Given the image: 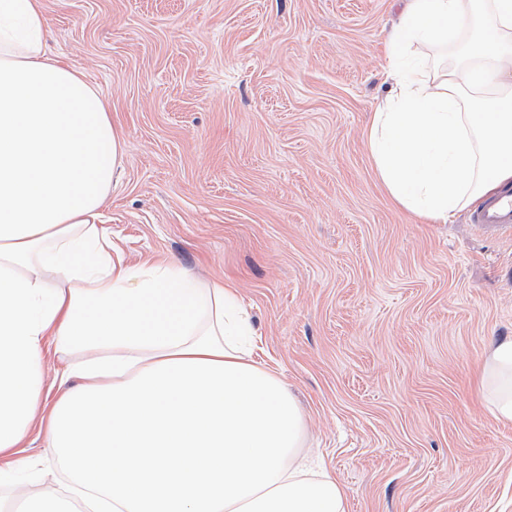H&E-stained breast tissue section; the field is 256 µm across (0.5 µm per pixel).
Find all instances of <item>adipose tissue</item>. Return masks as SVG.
Returning <instances> with one entry per match:
<instances>
[{"instance_id": "obj_1", "label": "adipose tissue", "mask_w": 512, "mask_h": 512, "mask_svg": "<svg viewBox=\"0 0 512 512\" xmlns=\"http://www.w3.org/2000/svg\"><path fill=\"white\" fill-rule=\"evenodd\" d=\"M42 0H0V453L43 423L85 512H347L306 420L252 357L237 289L125 263L101 226L123 141L98 88L49 54ZM366 145L423 224L512 184V0H408ZM69 359L43 412L44 350ZM478 382L512 424V336Z\"/></svg>"}]
</instances>
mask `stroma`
Segmentation results:
<instances>
[{
    "label": "stroma",
    "mask_w": 512,
    "mask_h": 512,
    "mask_svg": "<svg viewBox=\"0 0 512 512\" xmlns=\"http://www.w3.org/2000/svg\"><path fill=\"white\" fill-rule=\"evenodd\" d=\"M43 2L124 141L103 227L130 264L236 284L349 512H512V425L476 389L512 233L417 222L365 144L402 0ZM18 455L29 497L64 495L40 429Z\"/></svg>",
    "instance_id": "1"
}]
</instances>
